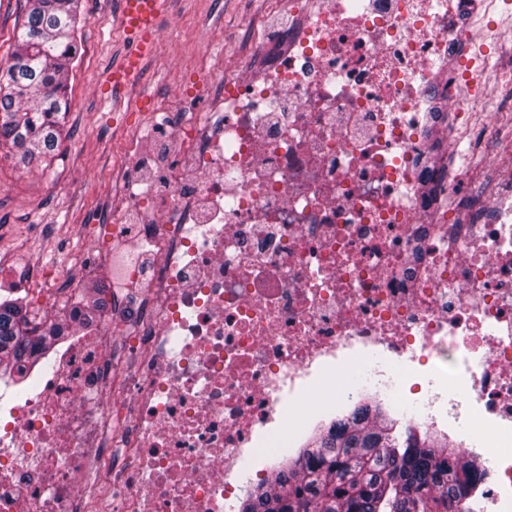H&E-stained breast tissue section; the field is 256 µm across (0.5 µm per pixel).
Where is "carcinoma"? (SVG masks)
<instances>
[{
  "mask_svg": "<svg viewBox=\"0 0 512 512\" xmlns=\"http://www.w3.org/2000/svg\"><path fill=\"white\" fill-rule=\"evenodd\" d=\"M80 22V0H25L12 63L0 74V144L28 164L49 167L56 157ZM27 317L18 303L0 301V372L23 359L36 364L65 336V318L35 333ZM381 413L361 405L315 434L269 469L267 486L249 489L240 512H460L484 464L412 425L400 440Z\"/></svg>",
  "mask_w": 512,
  "mask_h": 512,
  "instance_id": "carcinoma-1",
  "label": "carcinoma"
}]
</instances>
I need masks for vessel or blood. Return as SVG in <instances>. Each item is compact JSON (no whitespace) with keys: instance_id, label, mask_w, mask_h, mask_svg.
Instances as JSON below:
<instances>
[{"instance_id":"1","label":"vessel or blood","mask_w":512,"mask_h":512,"mask_svg":"<svg viewBox=\"0 0 512 512\" xmlns=\"http://www.w3.org/2000/svg\"><path fill=\"white\" fill-rule=\"evenodd\" d=\"M169 0H121L120 25L134 44L123 60L102 73L101 83L113 100L137 85L142 69L154 55L158 42L160 20L168 9Z\"/></svg>"}]
</instances>
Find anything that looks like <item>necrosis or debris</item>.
<instances>
[{"mask_svg": "<svg viewBox=\"0 0 512 512\" xmlns=\"http://www.w3.org/2000/svg\"><path fill=\"white\" fill-rule=\"evenodd\" d=\"M468 10L288 0L256 55L226 56L215 111L153 112L126 205L86 217L105 308L0 397V512H238L245 470L408 396L422 429L486 461L465 512H512V114L485 108L512 87V27L502 0ZM0 283L45 289L36 327L79 279ZM368 359L370 388L330 391Z\"/></svg>", "mask_w": 512, "mask_h": 512, "instance_id": "obj_1", "label": "necrosis or debris"}]
</instances>
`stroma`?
Instances as JSON below:
<instances>
[{
	"label": "stroma",
	"mask_w": 512,
	"mask_h": 512,
	"mask_svg": "<svg viewBox=\"0 0 512 512\" xmlns=\"http://www.w3.org/2000/svg\"><path fill=\"white\" fill-rule=\"evenodd\" d=\"M269 0H172L160 25L161 47L118 107L106 102L99 77L131 44L118 24L120 0H81L85 22L68 87L70 107L50 168L20 163L0 145V269L68 267L84 288L106 284V264L85 265L79 226L89 210L124 204L128 141L151 121L158 102L176 112H209L224 90L226 52L246 41Z\"/></svg>",
	"instance_id": "obj_1"
}]
</instances>
